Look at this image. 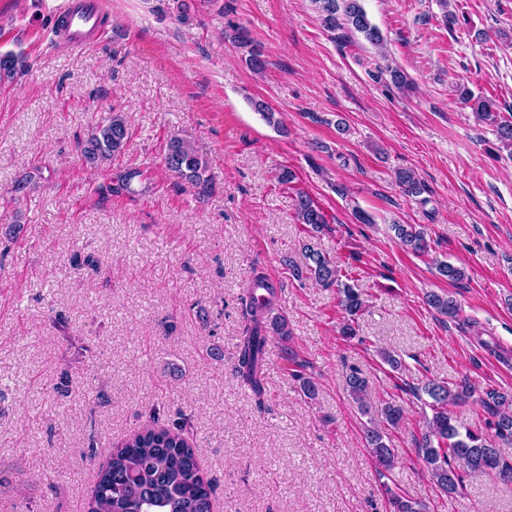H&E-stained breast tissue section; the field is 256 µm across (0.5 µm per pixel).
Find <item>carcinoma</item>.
Segmentation results:
<instances>
[{"label": "carcinoma", "mask_w": 512, "mask_h": 512, "mask_svg": "<svg viewBox=\"0 0 512 512\" xmlns=\"http://www.w3.org/2000/svg\"><path fill=\"white\" fill-rule=\"evenodd\" d=\"M321 26L328 32H357L373 45L384 41L381 30L371 22L361 0H312ZM29 69L21 54L0 55V81L13 80ZM456 96L469 106L476 116L493 127L501 144L512 148V121L495 111V103L485 96H474L463 84L456 86ZM130 137V130L121 112H112L105 122L92 128L78 148L87 162L104 164L121 155ZM164 165L199 195L212 189L208 161L200 156L189 141L173 135L165 145ZM137 171H125L113 177L105 191L122 194L130 191ZM396 181L411 195L422 193L415 173L408 169L396 172ZM297 214L300 223L318 232L327 224L326 215L306 194H297ZM401 246L416 255L428 251L429 243L423 230L415 224L391 225ZM293 276L338 286L339 304L347 314L341 335H356L355 316L363 310L364 298L358 289L339 279L336 261L308 246L304 266L292 267ZM276 297V286L265 276L255 275L242 298L247 324L238 345L235 372L241 381L257 395L263 393V367L269 337L290 336L288 321L283 316L269 317ZM427 304L440 315L454 319L459 307L450 296L430 292ZM349 396L363 412L369 409V387L360 372L353 370L347 378ZM426 394L432 416L426 419L424 432L417 448L421 461L434 483L452 494L463 484L464 475L494 473L505 482H512V463L501 460L496 440L512 441V396L495 390L479 395L477 386L462 379L452 386L429 381L415 388V396ZM475 400L491 409L495 421L494 434L484 435L470 430L461 431L448 411V405ZM384 426L374 425L364 434L378 466L385 472L394 467V453L387 443L386 429L397 427L402 418L400 407L388 403L381 409ZM391 512H425V505L397 494L384 486ZM214 484L200 464L186 429L182 424L147 426L134 433L124 443L110 451L109 459L98 473V480L88 500L86 512H212Z\"/></svg>", "instance_id": "cac0c4a2"}]
</instances>
